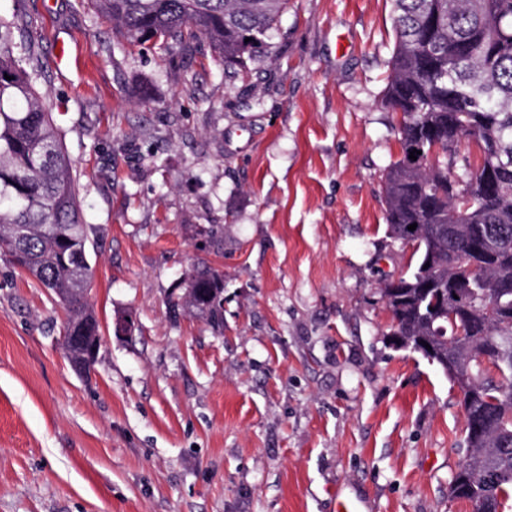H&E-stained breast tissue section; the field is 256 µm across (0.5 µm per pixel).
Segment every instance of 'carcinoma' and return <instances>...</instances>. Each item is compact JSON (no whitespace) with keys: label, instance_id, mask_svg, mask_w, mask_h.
Instances as JSON below:
<instances>
[{"label":"carcinoma","instance_id":"carcinoma-1","mask_svg":"<svg viewBox=\"0 0 512 512\" xmlns=\"http://www.w3.org/2000/svg\"><path fill=\"white\" fill-rule=\"evenodd\" d=\"M395 45L384 101L403 115L401 156L385 176L390 233L412 244L415 266L383 280L392 335L414 344L443 372L469 374L463 393L467 459L451 497L473 512H501L512 498V0H391ZM131 46L159 39L193 53L198 40L236 73L260 58L288 0H88ZM27 21L0 17V250L35 278L66 312L68 359L89 370L99 329L83 296L90 276L88 238L76 170L52 113L36 89L35 43ZM251 41H246V38ZM10 79H5V76ZM473 143L479 162L460 156ZM420 151L409 163L413 150ZM462 157L463 184L435 153ZM417 224L415 230L408 226ZM475 262L448 321V279ZM224 275L192 267L171 301L224 328Z\"/></svg>","mask_w":512,"mask_h":512}]
</instances>
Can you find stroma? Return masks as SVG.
Listing matches in <instances>:
<instances>
[{
    "label": "stroma",
    "mask_w": 512,
    "mask_h": 512,
    "mask_svg": "<svg viewBox=\"0 0 512 512\" xmlns=\"http://www.w3.org/2000/svg\"><path fill=\"white\" fill-rule=\"evenodd\" d=\"M391 10L288 0L229 81L208 45L124 46L86 0H0L32 23L75 163L103 337L77 375L62 308L0 254V512H473L448 495L458 388L393 344L378 292L413 252L385 214ZM202 263L224 275L219 333L168 312Z\"/></svg>",
    "instance_id": "35a3bbf8"
}]
</instances>
